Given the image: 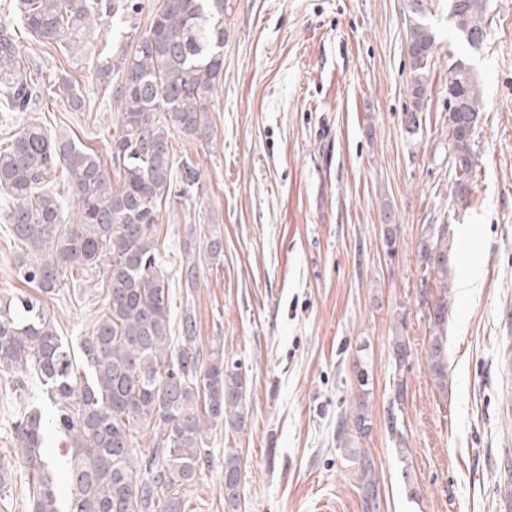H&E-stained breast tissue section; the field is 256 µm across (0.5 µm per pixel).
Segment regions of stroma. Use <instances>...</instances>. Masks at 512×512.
Returning a JSON list of instances; mask_svg holds the SVG:
<instances>
[{
	"label": "stroma",
	"mask_w": 512,
	"mask_h": 512,
	"mask_svg": "<svg viewBox=\"0 0 512 512\" xmlns=\"http://www.w3.org/2000/svg\"><path fill=\"white\" fill-rule=\"evenodd\" d=\"M408 0H224V81L209 114L215 139L176 137L197 163L192 196L171 198L159 224L169 305L193 304L202 349L223 346L247 379L246 426L208 433L209 463L186 494L190 512H228L224 455L242 458L238 512H366L354 466L337 443L358 394L351 362L368 361L377 512H512V0H488L487 37L467 48L432 0L437 33L420 127L409 131ZM54 93L52 130L110 158L117 106L88 62L28 43ZM469 64L484 112L474 134L468 203L454 197L448 67ZM91 109L69 111L65 80ZM396 244L387 248L382 209ZM222 237L195 287L179 262L190 225ZM453 243L448 390L427 360L432 288L419 244L430 225ZM102 275L65 280L44 304L63 340L80 343L104 305ZM472 280L473 289L461 288ZM409 358L396 368L391 338ZM403 396H396V384ZM43 386L0 393V429ZM417 496H410L409 488Z\"/></svg>",
	"instance_id": "1"
}]
</instances>
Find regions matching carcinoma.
Returning a JSON list of instances; mask_svg holds the SVG:
<instances>
[{"label": "carcinoma", "instance_id": "cac0c4a2", "mask_svg": "<svg viewBox=\"0 0 512 512\" xmlns=\"http://www.w3.org/2000/svg\"><path fill=\"white\" fill-rule=\"evenodd\" d=\"M487 0H448L458 39L476 50L486 34ZM135 0H20L21 29L0 25V112H31L49 92L33 78L20 30L66 52L82 48L106 19L139 11ZM424 0H412L407 32L412 79L408 130L419 125L428 92L435 35ZM100 88L117 103L110 155L119 186L98 155L37 121L0 139V221L25 249L13 257L17 277L35 294L0 306V376L34 372L54 404L52 416L33 407L8 423L11 455L0 457V491L27 481L28 512H187L186 493L208 461L207 433L241 431L247 422L246 378L224 350L205 353L188 305L172 326L168 287L159 266L157 224L163 202L198 183L189 159H178L175 134L212 142L207 112L224 70V0H162L148 31L119 37L112 55L96 58ZM68 108L86 100L69 82ZM483 104L462 60L448 68V131L455 153V197L468 199L476 166L474 133ZM61 173L67 191L56 187ZM183 242L181 272L194 287L202 252L223 253L217 234ZM425 268L441 272L429 305L428 360L435 386L448 391V225L420 242ZM105 264L106 303L74 349L58 334L43 298L61 281ZM397 369L408 357L404 337H392ZM89 376L78 380L76 359ZM357 403L342 414L337 440L356 466L365 502L378 506L375 466L353 447L372 429L367 410L368 363L356 359ZM64 434L68 501H63L47 450L49 428ZM149 450H137L138 438ZM239 453L224 456V500L240 506L230 481L241 479Z\"/></svg>", "mask_w": 512, "mask_h": 512}]
</instances>
